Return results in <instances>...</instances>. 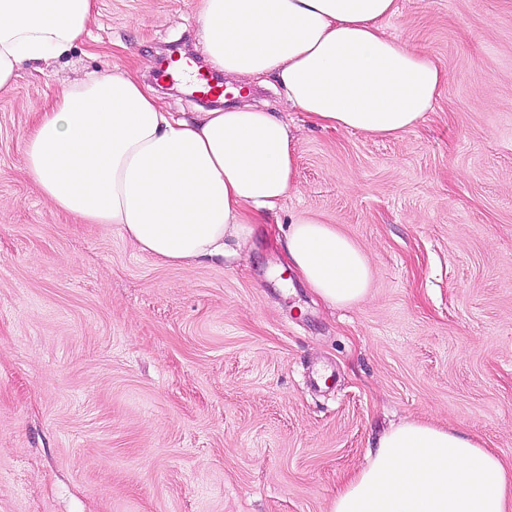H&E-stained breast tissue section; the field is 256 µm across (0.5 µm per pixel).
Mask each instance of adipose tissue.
Returning a JSON list of instances; mask_svg holds the SVG:
<instances>
[{
  "mask_svg": "<svg viewBox=\"0 0 512 512\" xmlns=\"http://www.w3.org/2000/svg\"><path fill=\"white\" fill-rule=\"evenodd\" d=\"M96 0H0V87L83 38ZM398 0H200L207 63L243 83L276 78L284 104L316 125L393 137L433 111L448 72L383 27ZM288 124L250 98L186 119L128 68L69 79L39 108L25 173L55 209L120 225L140 252L192 267L272 212L293 184ZM284 249L332 307L369 293L365 252L317 218H292ZM331 512H512V469L454 428L394 426L336 493Z\"/></svg>",
  "mask_w": 512,
  "mask_h": 512,
  "instance_id": "adipose-tissue-1",
  "label": "adipose tissue"
}]
</instances>
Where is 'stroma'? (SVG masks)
<instances>
[{
  "label": "stroma",
  "instance_id": "1",
  "mask_svg": "<svg viewBox=\"0 0 512 512\" xmlns=\"http://www.w3.org/2000/svg\"><path fill=\"white\" fill-rule=\"evenodd\" d=\"M389 36L449 74L413 130L376 138L285 111L295 182L231 256L158 264L120 225L54 210L26 179L39 105L135 66L166 111V46L199 54V0H97L61 58L0 88V512H331L390 427L459 429L512 465V0H398ZM334 225L367 298L317 300L276 237Z\"/></svg>",
  "mask_w": 512,
  "mask_h": 512
}]
</instances>
